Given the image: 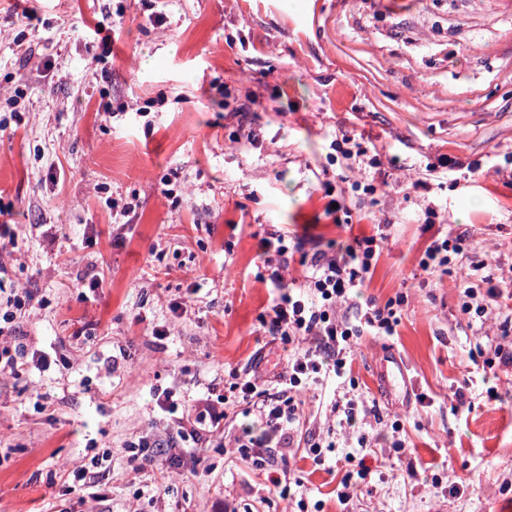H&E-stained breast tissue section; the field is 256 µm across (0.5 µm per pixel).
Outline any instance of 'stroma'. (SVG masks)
I'll return each mask as SVG.
<instances>
[{
	"label": "stroma",
	"mask_w": 512,
	"mask_h": 512,
	"mask_svg": "<svg viewBox=\"0 0 512 512\" xmlns=\"http://www.w3.org/2000/svg\"><path fill=\"white\" fill-rule=\"evenodd\" d=\"M17 88L0 208L24 246L0 261L35 295L20 342L53 365L0 376V512H288L292 495L323 512H512V366L476 359L500 341L512 286V0H0V92ZM342 130L359 161L335 151ZM110 198L134 212L113 217ZM347 222L385 237L363 296L406 298L397 335L362 337L352 364L382 423L341 429L331 404L348 389L330 383L295 436L325 444L321 462L241 458L248 417L231 404L205 460L165 453L133 471L127 442L179 438L155 392L187 410L233 374L280 372L258 234L302 238L295 271L335 253ZM463 232L496 266L480 319L459 309V263L420 267L432 241ZM91 278L100 288L82 293ZM349 454L370 473L342 504ZM101 455L106 501L68 491V468ZM285 464L303 487L266 481Z\"/></svg>",
	"instance_id": "1"
}]
</instances>
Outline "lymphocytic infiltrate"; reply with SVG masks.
Masks as SVG:
<instances>
[{
  "label": "lymphocytic infiltrate",
  "mask_w": 512,
  "mask_h": 512,
  "mask_svg": "<svg viewBox=\"0 0 512 512\" xmlns=\"http://www.w3.org/2000/svg\"><path fill=\"white\" fill-rule=\"evenodd\" d=\"M259 245L275 292L262 326L265 333L287 346L288 358L275 381L240 376L231 385L235 401L246 404L259 423L258 428H245L236 445L242 453L257 456L267 448L293 446L301 393L332 377L339 381L350 378L358 340L366 335H395L405 304L401 294L382 304L368 298L357 305L353 319L337 314L338 306L348 303L371 277L380 255L377 236H351L335 255L314 256L309 272L291 281L283 275L289 250L284 235L265 233ZM9 279L7 265L0 263V293H7L9 305L0 312V372L14 374L19 356L25 353L23 345L15 341L17 311L31 294L6 292ZM223 419L217 402L201 398L187 425L179 426L182 440L199 441V448L192 451L196 460H204L208 452L201 443L206 427H219Z\"/></svg>",
  "instance_id": "obj_1"
}]
</instances>
